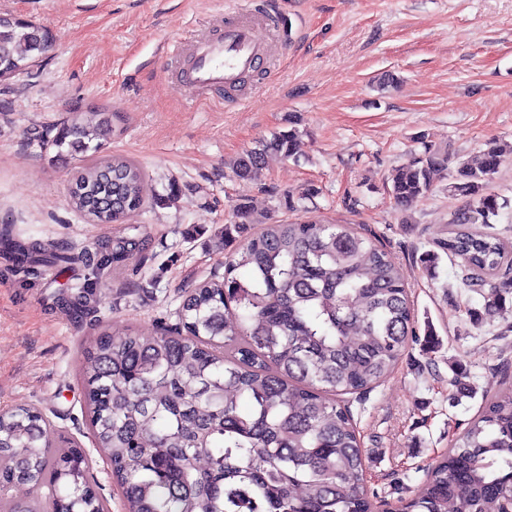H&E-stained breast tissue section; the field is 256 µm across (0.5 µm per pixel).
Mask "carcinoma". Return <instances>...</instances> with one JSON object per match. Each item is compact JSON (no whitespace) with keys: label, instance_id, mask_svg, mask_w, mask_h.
I'll use <instances>...</instances> for the list:
<instances>
[{"label":"carcinoma","instance_id":"carcinoma-1","mask_svg":"<svg viewBox=\"0 0 512 512\" xmlns=\"http://www.w3.org/2000/svg\"><path fill=\"white\" fill-rule=\"evenodd\" d=\"M0 73L13 75L45 54L53 38L30 21L0 17ZM114 114L83 123L73 117L54 139L89 149L112 136ZM299 130L279 132L232 165L240 181L260 175L264 156L295 155ZM512 145L491 140L479 163L457 164L448 191L465 199L440 248L460 259L465 288L483 292L488 316L508 314L512 277L487 283L508 260L503 242L473 228L489 224L507 200L488 185ZM448 169V149L395 170L389 194L407 212ZM144 176L114 156L82 169L71 199L95 224H119L139 209ZM255 223L239 203L224 225ZM16 267L43 263L65 271L72 258L38 242L5 236ZM148 247V238L119 237L87 253L100 278ZM70 316L96 312L84 288L62 299ZM416 335L408 287L384 247L349 224H265L224 262L223 279L188 292L179 324L153 336L131 331L93 337L77 373L96 447L112 466L125 512H377L366 489L360 437L340 396L368 390L393 371ZM44 487L45 498L9 488ZM0 512H108L90 482V460L73 442L54 447L51 428L34 407L0 413ZM512 508V384L484 395L448 451L394 512H508Z\"/></svg>","mask_w":512,"mask_h":512}]
</instances>
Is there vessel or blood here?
I'll return each mask as SVG.
<instances>
[{
  "instance_id": "1",
  "label": "vessel or blood",
  "mask_w": 512,
  "mask_h": 512,
  "mask_svg": "<svg viewBox=\"0 0 512 512\" xmlns=\"http://www.w3.org/2000/svg\"><path fill=\"white\" fill-rule=\"evenodd\" d=\"M247 18L231 20L213 35L196 42L183 58V88L188 92H221L236 88L245 74L260 71L269 60V43L262 35L274 26V0H247Z\"/></svg>"
}]
</instances>
